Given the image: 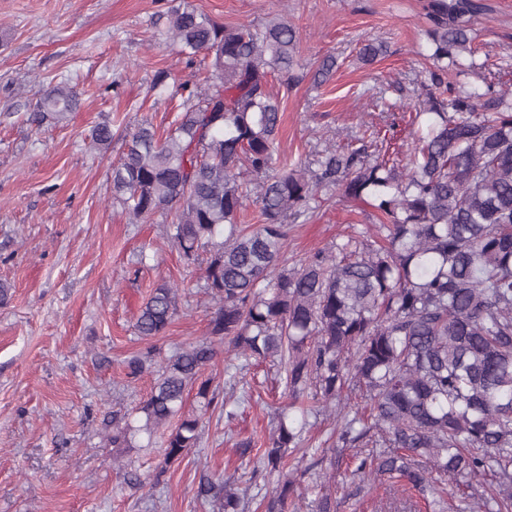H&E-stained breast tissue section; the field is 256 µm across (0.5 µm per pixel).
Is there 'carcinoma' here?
<instances>
[{
	"label": "carcinoma",
	"instance_id": "cac0c4a2",
	"mask_svg": "<svg viewBox=\"0 0 512 512\" xmlns=\"http://www.w3.org/2000/svg\"><path fill=\"white\" fill-rule=\"evenodd\" d=\"M431 53L425 99L412 121L425 132L402 159L381 155L388 137L374 130L326 148L312 165L288 168L279 150L281 98L307 73L299 32L271 20L218 23L173 7L159 31L191 59L211 58L213 92H189L176 127L160 135L141 123L112 167V197L137 221L175 210L169 241L186 264L206 251L204 288L214 301L209 337L162 363L156 349L127 360L129 374L157 373L150 396L112 415L114 448H134L172 420L165 461L199 442L202 416L183 412L197 387L212 404L203 371L217 344L244 361L279 359L285 390L331 408L343 445L369 449L356 475H388L444 502L438 478L452 476L483 493L460 512H512V93L498 79L466 93L462 53L472 52L477 0H428ZM336 67L324 58L322 84ZM80 93L49 84L30 113L41 125L75 111ZM112 125L96 124L93 147L112 143ZM337 193L372 211L376 223L287 266L288 221L309 214L321 193ZM253 196L257 224L239 222ZM178 289H153L134 324L152 340L165 333ZM303 428L284 414L269 433L263 468L283 470ZM296 476L285 478L269 512H288ZM316 512H331L325 484L311 487ZM200 494L242 512V497L214 484Z\"/></svg>",
	"mask_w": 512,
	"mask_h": 512
}]
</instances>
